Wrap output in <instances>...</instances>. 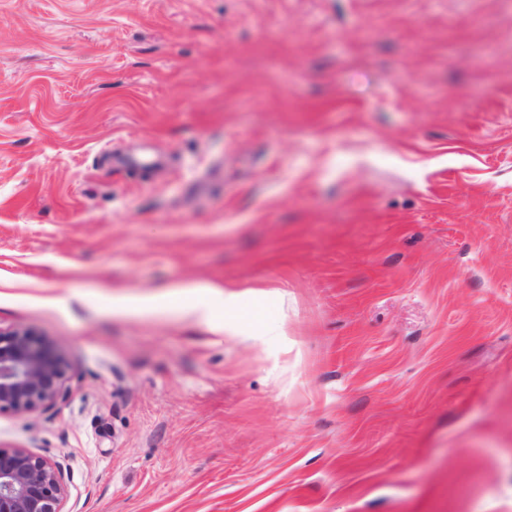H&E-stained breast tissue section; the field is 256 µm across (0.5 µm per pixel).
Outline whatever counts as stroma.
<instances>
[{
	"mask_svg": "<svg viewBox=\"0 0 512 512\" xmlns=\"http://www.w3.org/2000/svg\"><path fill=\"white\" fill-rule=\"evenodd\" d=\"M16 327L67 512H512V0H0ZM166 290L158 294L161 303L167 308L181 314L195 317L202 321H210L220 313L226 318L244 314L241 305L245 292L231 290L228 284L224 287L213 283H185L170 285ZM218 288H224V303L214 305L209 301H202L205 296H213L221 293ZM67 365L27 328L0 329V412L48 409L67 395Z\"/></svg>",
	"mask_w": 512,
	"mask_h": 512,
	"instance_id": "1",
	"label": "stroma"
}]
</instances>
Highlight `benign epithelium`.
I'll use <instances>...</instances> for the list:
<instances>
[{"mask_svg":"<svg viewBox=\"0 0 512 512\" xmlns=\"http://www.w3.org/2000/svg\"><path fill=\"white\" fill-rule=\"evenodd\" d=\"M67 365L27 328L0 329V412L48 409L67 395ZM59 464L24 448H0V512H65Z\"/></svg>","mask_w":512,"mask_h":512,"instance_id":"obj_1","label":"benign epithelium"}]
</instances>
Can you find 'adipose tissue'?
<instances>
[{"label":"adipose tissue","mask_w":512,"mask_h":512,"mask_svg":"<svg viewBox=\"0 0 512 512\" xmlns=\"http://www.w3.org/2000/svg\"><path fill=\"white\" fill-rule=\"evenodd\" d=\"M217 293L223 294V304L211 303V295ZM242 298V292L231 289L222 291L213 283L171 285L160 294L161 302L166 308L202 321L214 319L220 314L228 318L242 315Z\"/></svg>","instance_id":"adipose-tissue-1"}]
</instances>
